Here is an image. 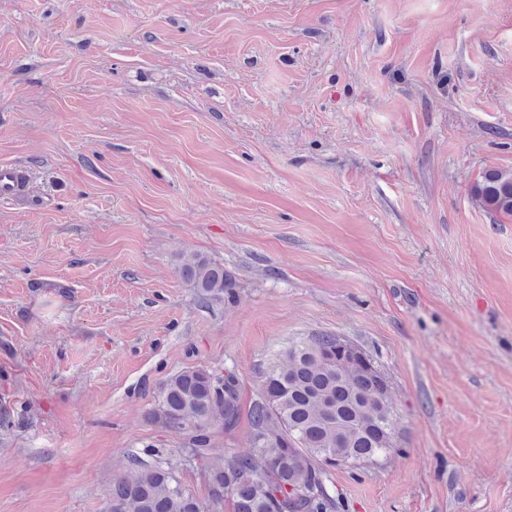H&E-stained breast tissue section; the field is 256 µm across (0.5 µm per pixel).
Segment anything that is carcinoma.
<instances>
[{
    "label": "carcinoma",
    "instance_id": "1",
    "mask_svg": "<svg viewBox=\"0 0 512 512\" xmlns=\"http://www.w3.org/2000/svg\"><path fill=\"white\" fill-rule=\"evenodd\" d=\"M471 197L493 222L511 218L512 172L484 170ZM178 271L202 304L235 295L234 279L204 254L182 258ZM337 340L321 333L290 342L247 401L233 368L190 366L163 379L147 417L187 440L206 500L178 477L183 460L131 450L109 489L111 512H224L226 504L230 512H337L340 460L366 466L402 451L389 379L372 356L363 363L334 358ZM243 421L249 450L215 452L213 429L232 433Z\"/></svg>",
    "mask_w": 512,
    "mask_h": 512
}]
</instances>
